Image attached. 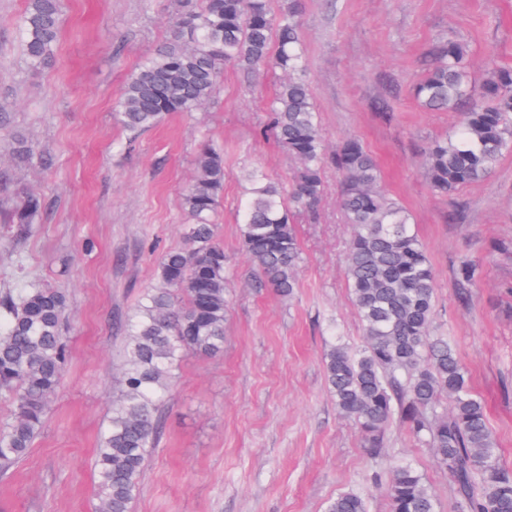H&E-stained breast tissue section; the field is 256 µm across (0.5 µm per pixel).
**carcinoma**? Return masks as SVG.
<instances>
[{
	"mask_svg": "<svg viewBox=\"0 0 512 512\" xmlns=\"http://www.w3.org/2000/svg\"><path fill=\"white\" fill-rule=\"evenodd\" d=\"M63 0H27L19 18L21 51L33 68L53 61ZM301 0H180L170 38L125 85L114 119L129 143L177 112H193L215 93L224 65L249 73H282L269 106L268 128L297 163L290 189L265 172L250 183L242 218L245 253L261 284L283 295L297 286L301 253L293 209L320 201L330 165L341 174V206L352 237L345 259L351 300L363 326L358 348L334 344L323 355L326 384L337 412L380 453L394 416L433 448L448 475L458 512H512V468L500 463L485 406L471 391L465 368L435 333L436 276L411 215L381 186L375 158L349 138L328 150L307 78L298 17ZM468 48L453 36L438 47L432 67L414 88L431 112H459L453 134L435 140L423 166L431 189L452 196L486 179L512 152V67L485 60L488 78L474 99ZM224 192V153L200 147L182 204L190 223L184 245L167 251L158 285L145 290L126 324L118 397L97 448V512H132L145 465L161 437L173 369L191 355L224 352L226 266L212 217ZM44 202L26 195L0 216L25 238ZM481 267L464 260L457 276L471 283ZM64 291L31 282L0 293V400L13 407L0 426V474L33 446L59 390L68 359ZM448 399L442 407L441 398ZM390 512H438L434 492L412 465L394 467L384 481ZM326 512H366L361 494L345 492Z\"/></svg>",
	"mask_w": 512,
	"mask_h": 512,
	"instance_id": "1",
	"label": "carcinoma"
}]
</instances>
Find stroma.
Instances as JSON below:
<instances>
[{
	"mask_svg": "<svg viewBox=\"0 0 512 512\" xmlns=\"http://www.w3.org/2000/svg\"><path fill=\"white\" fill-rule=\"evenodd\" d=\"M25 3L0 0V211L28 194L49 208L21 244L0 246V291L29 282L64 290L70 360L41 434L0 475V512H94L91 463L116 395L124 324L156 284L160 254L184 243L182 194L206 142L224 150L214 215L227 262L224 353L175 368L133 512H325L351 490L367 512H390L367 474L386 478L402 463L423 473L439 512H457L432 448L396 420L370 461L327 390L324 351L363 340L343 271L350 228L335 171L325 172L317 213L296 218L302 260L292 295L258 287L242 248L245 173L261 168L286 186L297 167L260 132L279 72L225 65L206 104L169 116L129 151L113 107L169 37L178 0H65L56 60L41 69L18 49ZM301 27L324 139L332 148L358 138L409 211L436 271L435 331L468 371L512 467V154L485 180L434 195L423 156L458 115L426 111L411 93L451 34L473 54V91L485 81L486 52L512 65V0H302ZM20 139L40 157L15 159ZM465 258L483 274L463 303L455 272Z\"/></svg>",
	"mask_w": 512,
	"mask_h": 512,
	"instance_id": "35a3bbf8",
	"label": "stroma"
}]
</instances>
